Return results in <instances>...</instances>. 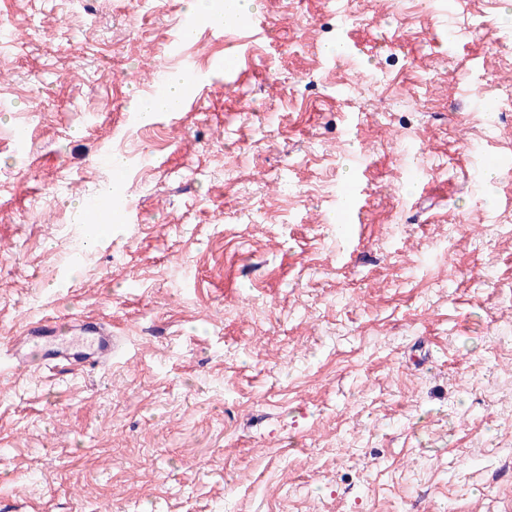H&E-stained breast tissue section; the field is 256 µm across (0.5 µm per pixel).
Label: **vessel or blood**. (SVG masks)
<instances>
[{"label":"vessel or blood","mask_w":512,"mask_h":512,"mask_svg":"<svg viewBox=\"0 0 512 512\" xmlns=\"http://www.w3.org/2000/svg\"><path fill=\"white\" fill-rule=\"evenodd\" d=\"M109 198L106 204L97 200L90 202L89 219L109 224L131 223L134 214L121 189L113 188ZM122 349V341L106 322L41 319L31 323L24 335L9 342L7 354L18 371L62 362L75 373L87 366L111 365Z\"/></svg>","instance_id":"vessel-or-blood-1"}]
</instances>
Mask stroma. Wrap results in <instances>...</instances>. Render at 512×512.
Segmentation results:
<instances>
[{
    "mask_svg": "<svg viewBox=\"0 0 512 512\" xmlns=\"http://www.w3.org/2000/svg\"><path fill=\"white\" fill-rule=\"evenodd\" d=\"M254 11L180 42L187 0H0V512H512V0ZM105 154L136 221L76 262ZM42 317L123 360L15 371ZM170 93L166 96H138L132 101V109L144 114H154L157 112H167L170 101L179 99L191 78L181 72L173 71L168 74Z\"/></svg>",
    "mask_w": 512,
    "mask_h": 512,
    "instance_id": "1",
    "label": "stroma"
}]
</instances>
